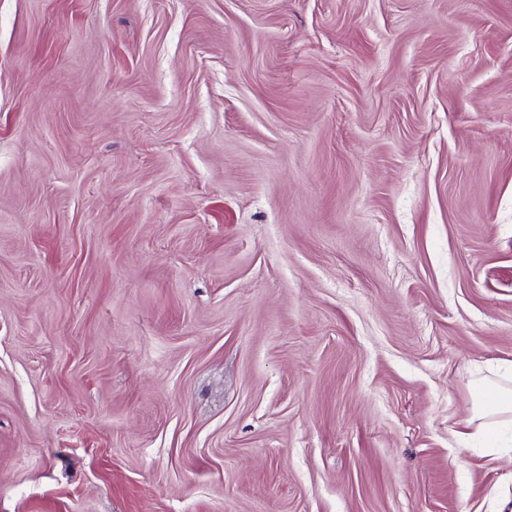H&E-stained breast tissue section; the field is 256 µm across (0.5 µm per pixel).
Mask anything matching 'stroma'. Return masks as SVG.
Segmentation results:
<instances>
[{
  "mask_svg": "<svg viewBox=\"0 0 512 512\" xmlns=\"http://www.w3.org/2000/svg\"><path fill=\"white\" fill-rule=\"evenodd\" d=\"M512 0H0V512H512ZM473 414L462 421L464 436L490 434L497 423L512 422V389L486 376L474 377Z\"/></svg>",
  "mask_w": 512,
  "mask_h": 512,
  "instance_id": "35a3bbf8",
  "label": "stroma"
}]
</instances>
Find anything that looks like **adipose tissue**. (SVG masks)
Returning a JSON list of instances; mask_svg holds the SVG:
<instances>
[{"label":"adipose tissue","mask_w":512,"mask_h":512,"mask_svg":"<svg viewBox=\"0 0 512 512\" xmlns=\"http://www.w3.org/2000/svg\"><path fill=\"white\" fill-rule=\"evenodd\" d=\"M473 414L463 420L467 434L491 433L495 424L512 422V363L502 364L497 379L475 376Z\"/></svg>","instance_id":"1"}]
</instances>
